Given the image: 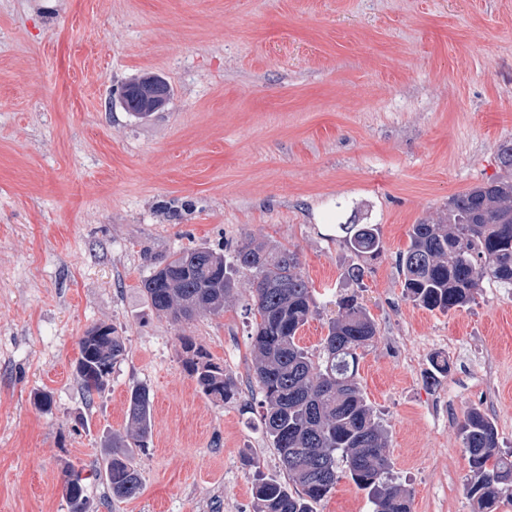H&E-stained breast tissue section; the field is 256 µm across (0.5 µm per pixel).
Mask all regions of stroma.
Wrapping results in <instances>:
<instances>
[{
  "label": "stroma",
  "mask_w": 512,
  "mask_h": 512,
  "mask_svg": "<svg viewBox=\"0 0 512 512\" xmlns=\"http://www.w3.org/2000/svg\"><path fill=\"white\" fill-rule=\"evenodd\" d=\"M146 73L171 86L162 110L109 106ZM507 146L512 0H0V512H68L63 469L90 470L125 434L135 385L153 397L143 491L88 483L95 512H253L256 474L280 461L249 376L248 277L223 314L179 324L139 288L176 249L229 255L248 238L298 252L309 353L337 297L358 294L377 329L360 388L394 483L412 512H475L458 424L487 411L512 452V290L487 281L467 308L431 312L396 258L412 224L503 175ZM348 223L377 225L383 245L358 285ZM100 322L126 355L90 401L73 367ZM184 336L237 378V400L199 391ZM484 356L490 403L475 392ZM436 357L451 370L431 385Z\"/></svg>",
  "instance_id": "1"
}]
</instances>
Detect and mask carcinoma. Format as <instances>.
<instances>
[{
  "mask_svg": "<svg viewBox=\"0 0 512 512\" xmlns=\"http://www.w3.org/2000/svg\"><path fill=\"white\" fill-rule=\"evenodd\" d=\"M506 174L452 195L437 218L412 225L409 244L397 265L405 295L429 311L460 310L474 299L484 280L512 288V148L501 154ZM344 243L359 262L347 269L360 283L363 262L378 258L382 242L374 224H340ZM247 272L254 289L255 327L251 382L261 395V422L276 448L288 482L259 478L254 512H314L344 476L368 491L374 512H411V498L390 483L385 429L364 398L358 379V351L376 334V324L355 294L338 302L328 323L323 353L313 358L297 342V334L313 314L316 302L296 251L242 241L232 260L210 247L170 253L141 281V291L158 312L173 322L200 314L218 315ZM184 366L201 391L213 401L229 402L238 394L234 379L188 336L180 337ZM75 373L91 396L107 386L113 366L126 345L112 325L99 323L79 339ZM150 392L130 390L128 428L112 435L94 477L112 497L137 498L143 489L130 449L143 448L151 435ZM470 464V491L477 512H493L512 497V459L498 453L493 418L470 410L460 425ZM88 478L69 467L63 491L69 512H90L85 496Z\"/></svg>",
  "mask_w": 512,
  "mask_h": 512,
  "instance_id": "cac0c4a2",
  "label": "carcinoma"
}]
</instances>
